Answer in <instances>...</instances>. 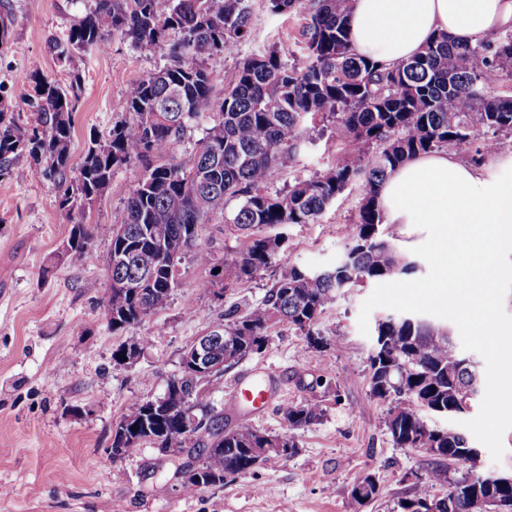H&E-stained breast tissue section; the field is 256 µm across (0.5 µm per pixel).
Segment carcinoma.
<instances>
[{
  "mask_svg": "<svg viewBox=\"0 0 512 512\" xmlns=\"http://www.w3.org/2000/svg\"><path fill=\"white\" fill-rule=\"evenodd\" d=\"M274 17L300 21L296 59L281 42L246 58L220 100L213 95L206 66L209 57L231 51L252 38L250 0H94V6L64 37L48 48L61 63L76 50L108 49L119 39L139 50L164 51L169 64L141 79L128 102V117L114 124L105 141L91 139L83 160L70 164L73 112L80 77L66 87L35 65L28 74L33 94L27 100L0 97V177L14 159L27 156L35 170L59 189L57 204L72 224L65 249L94 258L91 242L110 238L112 288L126 289V304L112 314V333L138 327L179 286L187 258L209 270L199 284L207 290L223 278L201 231L217 213L237 231L245 248L232 259L236 281L249 282L275 267L274 282L262 301L231 305L209 325L224 335V357L231 361L204 390L183 375L168 378L163 417L167 433L148 425L152 398H134L112 430V453L148 441L156 448L181 449L175 472L201 471L203 485L224 484L229 476L255 471L271 457L297 453L291 435H271L243 421L224 429L212 396L224 388V370L260 353L270 329L287 324L324 344L314 326L327 306L347 288L399 279L416 264L400 256L384 227L380 184L412 157L435 150L472 148L470 161L481 167L512 140V31L492 42L453 44L441 33L395 68L380 69L350 48V0H262ZM12 25L9 0L0 3V46ZM495 73L505 90H487ZM34 109V121L19 123ZM208 120L191 161L178 160L185 134ZM333 122L350 147L335 167L310 178H296L284 191L269 188L276 170H291L309 138L307 124ZM140 164L143 174L126 201L121 224L90 226L85 208L103 193L115 170ZM362 197L348 226L346 263L324 270L300 267L282 256L285 238L270 233L289 224H316L348 188ZM236 202L230 211L224 205ZM476 363L457 346L449 329L415 317L388 315L376 322L370 357V387L380 400H394L387 429L400 448L427 443L436 460L461 462L467 473L450 488V510L443 498L416 495L401 512H483L489 496L512 502V484L475 482L477 460L467 456L466 436L453 427L437 428L425 414L453 417L466 413L469 394L477 393ZM291 429L318 415L314 403L280 408Z\"/></svg>",
  "mask_w": 512,
  "mask_h": 512,
  "instance_id": "carcinoma-1",
  "label": "carcinoma"
}]
</instances>
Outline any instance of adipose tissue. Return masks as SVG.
<instances>
[{
	"instance_id": "1",
	"label": "adipose tissue",
	"mask_w": 512,
	"mask_h": 512,
	"mask_svg": "<svg viewBox=\"0 0 512 512\" xmlns=\"http://www.w3.org/2000/svg\"><path fill=\"white\" fill-rule=\"evenodd\" d=\"M349 24L353 52L388 68L438 33L465 46L512 30V0H352ZM379 199L388 223L434 226L429 295L461 283L479 293L494 287L499 259L512 251V183L488 186L479 168L441 150L397 168Z\"/></svg>"
}]
</instances>
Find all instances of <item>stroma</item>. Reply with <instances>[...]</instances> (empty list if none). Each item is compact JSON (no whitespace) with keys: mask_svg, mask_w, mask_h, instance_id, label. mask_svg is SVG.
<instances>
[{"mask_svg":"<svg viewBox=\"0 0 512 512\" xmlns=\"http://www.w3.org/2000/svg\"><path fill=\"white\" fill-rule=\"evenodd\" d=\"M93 0H11L13 22L7 46L0 47V97L31 94L27 74L32 63L69 85L80 77L71 137V163L79 165L91 136H106L127 117L136 83L168 59L114 41L102 52L74 53L59 63L48 41L62 37L89 12ZM250 42L207 61L213 94L223 98L243 60L295 35L298 22L269 16L262 0H253ZM310 143L295 170L274 171L270 188L279 190L333 167L345 143L335 126L310 131ZM142 173L132 164L117 169L87 216L91 224H120L125 203ZM361 192L348 189L315 224L286 230L290 262L323 269L345 249L347 227L357 213ZM71 225L57 204L55 186L35 171L26 156L15 159L9 176L0 178V512H400L401 501L426 492L438 498L460 479L467 465L437 461L427 453L397 447L386 426L391 402L370 389L369 357L376 322L387 315H411L452 330L459 348L481 365L479 399L457 418L435 417L436 425L463 432L480 449L478 470L512 476V397L501 385L511 358L476 339L474 319L488 318L512 328V253L501 259V272L489 303L467 286L448 299L428 297L422 285L435 274L427 250L432 231L424 224L395 229L396 250L414 259L417 270L401 286L375 281L350 289L319 316L316 329L328 347L276 325L262 353L224 375L225 389L214 396L225 428L250 419L269 434L292 433L297 453L272 458L255 472L225 479L219 486L189 491L182 487L168 456L152 444L112 460V426L135 397L160 395L167 378L180 369L185 349L233 303L257 304L273 283L271 271L252 281L228 285L221 295L202 289L207 269L185 262L181 284L139 327L152 345L130 367L115 365L112 352L126 334H112L103 318L105 261L111 241H93L95 260L78 255L54 259ZM97 288H88V281ZM345 350L336 353L333 340ZM271 383L272 401L262 414L246 415L226 405V388L242 379ZM313 401L319 415L304 428L289 430L279 412L286 404ZM500 404L490 419L485 407ZM440 479H433V471ZM373 477L379 493L361 508L351 490Z\"/></svg>","mask_w":512,"mask_h":512,"instance_id":"stroma-1","label":"stroma"}]
</instances>
